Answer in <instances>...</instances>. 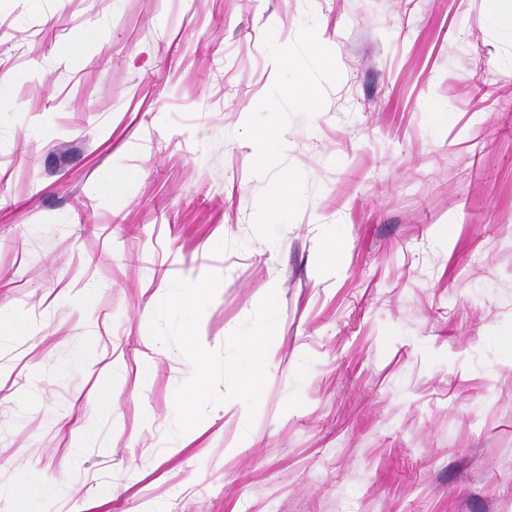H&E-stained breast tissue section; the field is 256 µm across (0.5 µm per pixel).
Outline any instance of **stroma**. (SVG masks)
I'll return each instance as SVG.
<instances>
[{
  "label": "stroma",
  "instance_id": "obj_1",
  "mask_svg": "<svg viewBox=\"0 0 512 512\" xmlns=\"http://www.w3.org/2000/svg\"><path fill=\"white\" fill-rule=\"evenodd\" d=\"M309 11L341 78L284 131L307 198L271 244L238 132L265 30ZM209 271L212 349L276 291L268 382L254 423L175 437L193 366L143 325ZM1 317L27 333L0 341V512L31 471L33 512H512V27L485 0H0ZM344 243L341 237L334 236L326 240L320 251V263L326 271H334L340 256L343 254Z\"/></svg>",
  "mask_w": 512,
  "mask_h": 512
}]
</instances>
